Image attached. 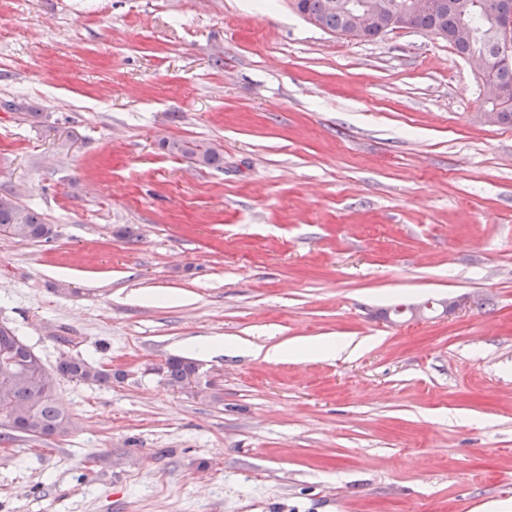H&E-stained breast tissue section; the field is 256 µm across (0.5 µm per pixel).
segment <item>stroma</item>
<instances>
[{"instance_id": "1", "label": "stroma", "mask_w": 512, "mask_h": 512, "mask_svg": "<svg viewBox=\"0 0 512 512\" xmlns=\"http://www.w3.org/2000/svg\"><path fill=\"white\" fill-rule=\"evenodd\" d=\"M0 98V194L55 230L0 235V323L125 374L59 380L68 435L0 438V512H512V125L446 39L0 0ZM162 147L167 149L169 153L181 155L194 160L196 164L203 167L217 166L223 160L221 155L214 149H203L193 141H164L162 143ZM335 344H328L324 346H317L310 348L304 345H295L291 347H278L270 351L269 355L274 359L288 358L293 360H302L315 355H325L335 350ZM162 372L166 385L172 389H183L188 380L193 378L197 383L199 378L198 365L183 357H169Z\"/></svg>"}]
</instances>
